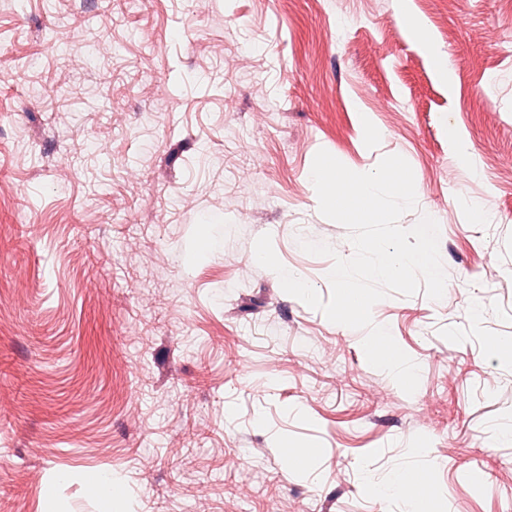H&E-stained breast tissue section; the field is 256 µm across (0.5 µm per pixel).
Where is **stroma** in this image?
Listing matches in <instances>:
<instances>
[{
    "mask_svg": "<svg viewBox=\"0 0 512 512\" xmlns=\"http://www.w3.org/2000/svg\"><path fill=\"white\" fill-rule=\"evenodd\" d=\"M321 149L439 225L443 297L372 309L414 394L255 259L329 296ZM510 431L512 0H0V512H512ZM411 485L404 483L402 480L395 482L394 480H381L378 482L371 483V489L375 493L377 497H385L389 494H393L399 496L404 499L407 510L413 511L412 506L415 501L422 495L428 494L432 492V489L429 487L425 490L424 486L418 485L414 492H410Z\"/></svg>",
    "mask_w": 512,
    "mask_h": 512,
    "instance_id": "obj_1",
    "label": "stroma"
}]
</instances>
